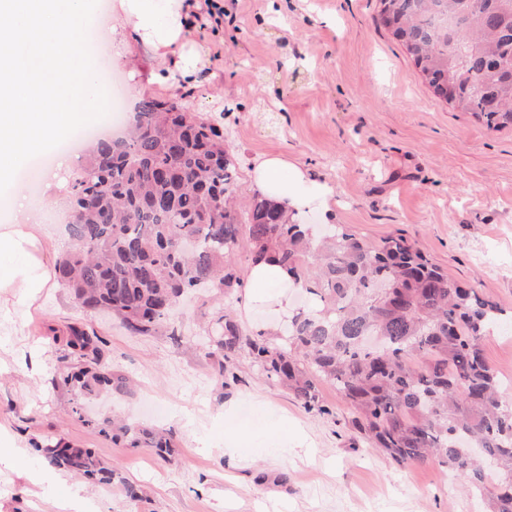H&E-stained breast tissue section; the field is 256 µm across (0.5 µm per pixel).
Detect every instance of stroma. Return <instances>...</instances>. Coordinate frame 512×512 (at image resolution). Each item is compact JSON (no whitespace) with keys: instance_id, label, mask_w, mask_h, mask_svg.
Here are the masks:
<instances>
[{"instance_id":"stroma-1","label":"stroma","mask_w":512,"mask_h":512,"mask_svg":"<svg viewBox=\"0 0 512 512\" xmlns=\"http://www.w3.org/2000/svg\"><path fill=\"white\" fill-rule=\"evenodd\" d=\"M115 0H93L92 43L111 62L122 37ZM266 0H224L222 27H192L205 53L179 104L195 113L224 110V144L238 160L230 195L248 201L254 160L277 155L305 165L334 189V222L367 243L400 233L450 279L475 288L502 313L482 342L485 358L512 401V129L490 131L434 95L402 45L381 25L379 0H288L282 17ZM140 94L165 97L166 72L136 47L131 67L115 66ZM65 192L41 214L57 255L74 246L62 215ZM244 332L285 325L286 315L250 303L246 288L179 300L176 336L130 333L120 320L84 312L63 286L45 289L34 307L0 306V423L21 448L0 464V512H58L56 472L39 444L64 440L94 449L141 489L76 476L91 512H483L468 481L432 460L399 466L347 427L350 406L335 387L320 388L327 414L306 410L240 354L222 377L203 344L224 312ZM93 326L107 363L134 384L130 397H106L87 410L171 430L175 448L161 458L123 448L84 426L72 396L51 380L64 368L52 336L68 324ZM239 418H287V452L224 451V409Z\"/></svg>"}]
</instances>
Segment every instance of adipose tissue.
I'll list each match as a JSON object with an SVG mask.
<instances>
[{
	"label": "adipose tissue",
	"instance_id": "adipose-tissue-1",
	"mask_svg": "<svg viewBox=\"0 0 512 512\" xmlns=\"http://www.w3.org/2000/svg\"><path fill=\"white\" fill-rule=\"evenodd\" d=\"M121 29L166 66L165 88L180 96L201 62L187 33L197 0H119ZM93 13L88 0H0V189L14 193L19 222L0 225V296L34 304L54 285V259L45 248L36 205L18 192L16 170L38 150L66 138L89 113L104 110L107 98L83 38ZM255 191L295 220L326 206L327 183L278 156L256 158ZM284 271L262 261L249 270L252 299L287 306Z\"/></svg>",
	"mask_w": 512,
	"mask_h": 512
}]
</instances>
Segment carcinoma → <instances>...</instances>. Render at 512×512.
I'll list each match as a JSON object with an SVG mask.
<instances>
[{
  "label": "carcinoma",
  "instance_id": "carcinoma-1",
  "mask_svg": "<svg viewBox=\"0 0 512 512\" xmlns=\"http://www.w3.org/2000/svg\"><path fill=\"white\" fill-rule=\"evenodd\" d=\"M379 16L435 95L450 84L448 105L489 130L512 127V0H380ZM86 164L67 185L76 245L56 267L84 311H111L140 335L167 328L164 303L242 286L233 257L245 234L251 259L277 262L320 308L293 314L281 344L218 317L204 350L219 375L245 352L306 410L323 414L320 385L332 384L352 407V428L395 464L435 455L488 512H512V403L481 349L502 308L449 279L403 236L369 245L342 224L318 236L268 199L237 205L226 196L238 165L224 131L175 103L142 97L128 134L97 141ZM60 341L70 363L53 385L74 393L78 419L114 444L169 453L166 432L83 413L91 398L128 396L131 385L103 361L96 330L71 324ZM38 450L60 469L140 497L90 448ZM488 460L499 476L492 485Z\"/></svg>",
  "mask_w": 512,
  "mask_h": 512
}]
</instances>
